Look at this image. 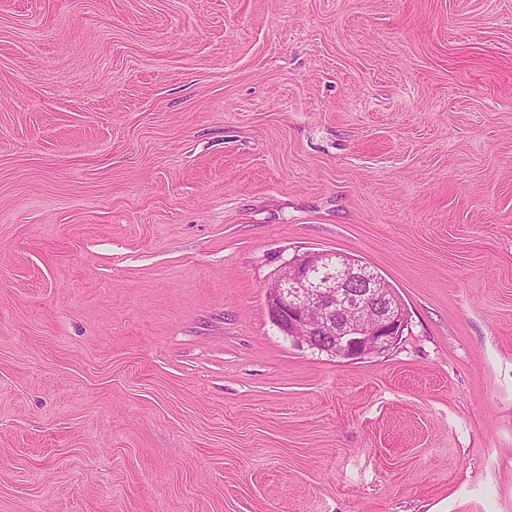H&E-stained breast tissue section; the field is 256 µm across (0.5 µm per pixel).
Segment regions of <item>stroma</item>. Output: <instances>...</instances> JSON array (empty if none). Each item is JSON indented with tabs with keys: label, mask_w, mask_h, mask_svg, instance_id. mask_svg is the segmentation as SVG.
I'll return each instance as SVG.
<instances>
[{
	"label": "stroma",
	"mask_w": 512,
	"mask_h": 512,
	"mask_svg": "<svg viewBox=\"0 0 512 512\" xmlns=\"http://www.w3.org/2000/svg\"><path fill=\"white\" fill-rule=\"evenodd\" d=\"M0 512H512V0H0ZM319 271L327 272L315 279ZM351 256L306 251L279 269L265 292L272 322L298 346L350 361L388 351L407 326L394 289Z\"/></svg>",
	"instance_id": "obj_1"
}]
</instances>
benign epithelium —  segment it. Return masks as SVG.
Segmentation results:
<instances>
[{"mask_svg":"<svg viewBox=\"0 0 512 512\" xmlns=\"http://www.w3.org/2000/svg\"><path fill=\"white\" fill-rule=\"evenodd\" d=\"M265 301L272 322L297 345L350 361L385 353L407 326L391 285L341 253L294 255Z\"/></svg>","mask_w":512,"mask_h":512,"instance_id":"benign-epithelium-1","label":"benign epithelium"}]
</instances>
